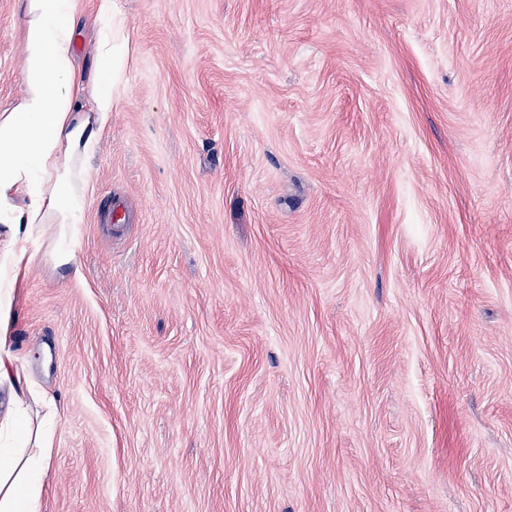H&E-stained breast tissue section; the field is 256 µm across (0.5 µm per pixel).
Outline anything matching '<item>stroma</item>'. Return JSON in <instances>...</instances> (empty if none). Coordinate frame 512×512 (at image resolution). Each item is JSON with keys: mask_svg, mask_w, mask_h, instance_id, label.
Returning <instances> with one entry per match:
<instances>
[{"mask_svg": "<svg viewBox=\"0 0 512 512\" xmlns=\"http://www.w3.org/2000/svg\"><path fill=\"white\" fill-rule=\"evenodd\" d=\"M118 3L82 276L34 236L10 342L43 512H512V0Z\"/></svg>", "mask_w": 512, "mask_h": 512, "instance_id": "1", "label": "stroma"}]
</instances>
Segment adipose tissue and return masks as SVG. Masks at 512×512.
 <instances>
[{"instance_id": "ef3b65f1", "label": "adipose tissue", "mask_w": 512, "mask_h": 512, "mask_svg": "<svg viewBox=\"0 0 512 512\" xmlns=\"http://www.w3.org/2000/svg\"><path fill=\"white\" fill-rule=\"evenodd\" d=\"M83 0H25L17 38L24 54V95L0 109V224L11 242L0 257V388L12 412L0 422V512H43L52 456L47 426H32L34 394L10 350L17 290L32 261L28 244L53 224L56 266L80 277L70 245L72 225L87 208L88 151L125 91L129 32L117 0H95L93 72L75 64Z\"/></svg>"}]
</instances>
